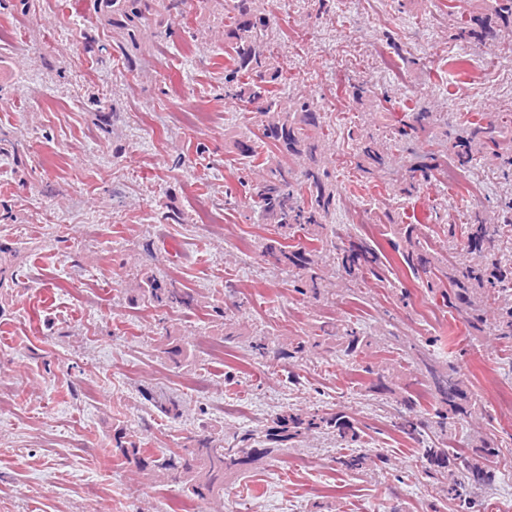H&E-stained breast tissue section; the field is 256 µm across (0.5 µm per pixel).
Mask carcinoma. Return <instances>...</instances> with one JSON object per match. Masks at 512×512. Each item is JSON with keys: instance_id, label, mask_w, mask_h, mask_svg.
<instances>
[{"instance_id": "obj_1", "label": "carcinoma", "mask_w": 512, "mask_h": 512, "mask_svg": "<svg viewBox=\"0 0 512 512\" xmlns=\"http://www.w3.org/2000/svg\"><path fill=\"white\" fill-rule=\"evenodd\" d=\"M261 0H234L233 15L224 21V96L251 109L258 118L257 137L267 154L261 155L251 140H237L234 148L249 159L250 166L265 171L261 179L250 185L249 190L264 224L276 227L281 241L266 246L265 253L278 263L291 264L306 271L309 286L319 288L321 276L319 263L331 257L344 273L354 278L365 264H378L377 254L362 243H352L345 249L329 250L316 229L325 224V218L336 207V187L330 182V173L324 165L323 146L325 134L320 113L314 99L298 92L291 105L282 104V69L271 49L268 20L260 8ZM112 6L126 19L127 44L137 47L136 21L148 9V0H112ZM512 29V0H489L486 15L473 18L460 30V38L468 43L486 44L498 39L500 28ZM414 123L404 126L399 135L407 138L417 129L431 123L433 113L414 106ZM492 122L477 120L469 130L458 135L453 144L450 162L460 170L474 167L477 156L486 152L497 158L501 143ZM276 153L301 157L306 161L301 180L292 184L288 172L273 164ZM357 155L362 160L381 166L386 162L384 147L373 137H359ZM390 223L396 234L404 239L405 246H395L403 262L413 270L436 278H445L450 291L445 294L447 304L464 313L476 326L485 323L486 307L495 306L494 327L504 339H512V257L502 254L501 241L505 228L512 225V216L502 224H489L476 216L456 231L457 225H448V248L462 255L459 265L448 269L439 266L415 235L413 224H401L395 218ZM304 232L303 245H293L291 238ZM138 288L148 292L152 301L166 306L178 303L189 306L191 295L181 289L167 287L153 276L138 283ZM440 395L439 408L434 416L440 429L454 425L455 420L468 414L464 405L467 395L461 374L454 370L448 374L434 375ZM409 418L401 424V432L415 442H420L425 427L427 408L419 397H403ZM331 432L350 447V452L338 457V464L347 471L359 472L366 465L367 456L352 448L360 435L355 426L343 416L328 415L320 411L302 413L285 412L276 415L271 425L257 432L246 430L233 442L212 436L203 425L192 448H173L155 459L141 442L130 440L121 433L115 437L113 456L150 465L154 473H172L180 478L188 495L204 500L217 494L224 487V476L237 474L244 467L272 453L283 450L293 439L312 433ZM423 456L438 468L449 467L448 451L423 446ZM455 459L460 468L448 474V499L455 501L456 512H479L476 490L493 484L499 470L495 461L493 441L486 437L472 440Z\"/></svg>"}]
</instances>
